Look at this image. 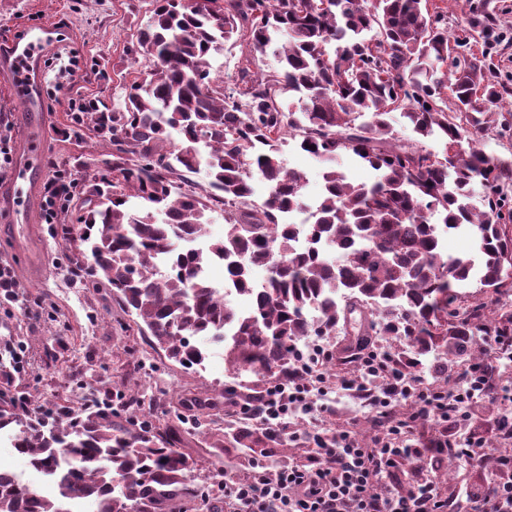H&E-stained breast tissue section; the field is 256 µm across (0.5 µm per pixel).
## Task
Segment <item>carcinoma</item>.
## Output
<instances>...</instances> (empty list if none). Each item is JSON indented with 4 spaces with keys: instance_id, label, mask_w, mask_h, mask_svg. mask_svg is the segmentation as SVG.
Segmentation results:
<instances>
[{
    "instance_id": "cac0c4a2",
    "label": "carcinoma",
    "mask_w": 512,
    "mask_h": 512,
    "mask_svg": "<svg viewBox=\"0 0 512 512\" xmlns=\"http://www.w3.org/2000/svg\"><path fill=\"white\" fill-rule=\"evenodd\" d=\"M149 13L130 49L146 65L123 104L89 102L68 127L77 138L92 133L110 159L85 173L88 195L63 235L90 246L92 265L75 264L76 277L111 289L168 359L202 363L191 339L212 336L228 367L262 383L288 374L296 342L334 336L340 324L362 342L398 337L389 356L400 370L436 351L446 369L470 366L478 335L512 334V306L501 302L512 291L501 278L512 257V168L477 145L504 90L485 53L450 40L429 0H149ZM231 40L249 54L226 87L211 56ZM269 50L278 67L253 73ZM395 112L452 157L400 143ZM289 138L322 163L354 156L375 172L353 183L328 168L302 243L288 220L308 208L303 174L282 158ZM202 170L203 184L192 179ZM256 179L267 187L260 203ZM476 181L487 190L482 208L472 202ZM208 211L224 215V238L206 254L184 252L178 241L205 235ZM459 230L474 237L475 254L444 251L442 235ZM161 256L170 271L159 275ZM208 256L223 260L248 311L199 276ZM257 268L267 272L260 288ZM473 279L483 297L467 306L457 288ZM13 371L1 356L0 430L14 431V451L46 485L0 471V512H68L78 500L94 512L195 509L198 460L174 426L119 423L66 398L44 412L17 393ZM203 439L216 454L273 441L245 427Z\"/></svg>"
}]
</instances>
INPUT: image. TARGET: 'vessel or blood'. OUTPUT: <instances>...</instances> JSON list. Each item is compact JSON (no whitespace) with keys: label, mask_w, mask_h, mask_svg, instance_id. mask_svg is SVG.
Here are the masks:
<instances>
[{"label":"vessel or blood","mask_w":512,"mask_h":512,"mask_svg":"<svg viewBox=\"0 0 512 512\" xmlns=\"http://www.w3.org/2000/svg\"><path fill=\"white\" fill-rule=\"evenodd\" d=\"M56 28L41 25L16 39L6 55L0 56V71L11 78L12 94L21 108L23 134L19 143L23 160L13 172L0 200L11 213V230L15 245L28 254L32 268H40L45 252L29 226L37 196L38 181L44 167V129L47 117L41 86L42 61L46 53L59 47Z\"/></svg>","instance_id":"b4317fda"}]
</instances>
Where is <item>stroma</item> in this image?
<instances>
[{
    "label": "stroma",
    "mask_w": 512,
    "mask_h": 512,
    "mask_svg": "<svg viewBox=\"0 0 512 512\" xmlns=\"http://www.w3.org/2000/svg\"><path fill=\"white\" fill-rule=\"evenodd\" d=\"M448 20V31L468 38L474 52H488L494 75L505 91L507 107L495 114L482 133L479 146L490 157L512 166V0H483L494 18L491 33L470 23L467 0H431ZM149 17L146 0H0V44L18 38L30 25L55 24L65 35L64 45L50 55L44 92L47 98V137L43 182L56 179L58 172H72L74 158L101 167L105 150L90 140L75 141L63 136L70 123L69 100H121L126 84L145 65L129 49ZM81 68L67 72L70 60ZM46 255L42 272L30 275L26 255L17 251L11 236L0 233V264L10 265L21 283L16 299L0 298V348L5 343L22 344L27 357L24 371L15 375L17 386L26 387L41 404L66 383L72 371L81 383L96 388L98 396L112 399L121 409L122 393L138 389L156 402L180 388L196 393L198 400L187 404L184 415L195 414L198 403L210 406L204 424L213 428L237 422L239 408L255 397L248 371L232 372L226 364L207 369H186L155 349L149 337L125 333L108 326L104 318L118 305L108 288H86L71 271V259L56 225L45 223L35 211ZM322 342L336 365L337 376L326 379L323 392L315 397L310 413L286 416L287 444L292 448L313 445L314 427L336 431L347 428L374 438V409L357 392L344 389L338 375L349 371L353 358L343 349L346 335L323 337Z\"/></svg>",
    "instance_id": "1"
}]
</instances>
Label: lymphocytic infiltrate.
Segmentation results:
<instances>
[{
	"instance_id": "f902f5d3",
	"label": "lymphocytic infiltrate",
	"mask_w": 512,
	"mask_h": 512,
	"mask_svg": "<svg viewBox=\"0 0 512 512\" xmlns=\"http://www.w3.org/2000/svg\"><path fill=\"white\" fill-rule=\"evenodd\" d=\"M357 357L365 371L384 382L382 394L371 398L380 409L376 420L380 436L366 442L348 430L316 434L305 464H288L272 473L253 471L225 481L224 512H512V456L508 454L491 479L459 490L454 502L428 476L398 493L386 482L400 457L423 466L442 463L453 451L463 461L480 462L487 450L483 438L476 435L451 439L441 434L410 443L404 434L415 421L429 417L457 426L477 397L508 407L512 394L499 390L496 381L477 367L466 374L462 386L435 388L416 376L387 373V356L377 350L360 351ZM318 361L315 355L296 356L287 380L271 384L259 398L242 404L241 415L262 423L287 415L321 382ZM401 401L415 403L416 412L405 419L388 418L386 408Z\"/></svg>"
}]
</instances>
